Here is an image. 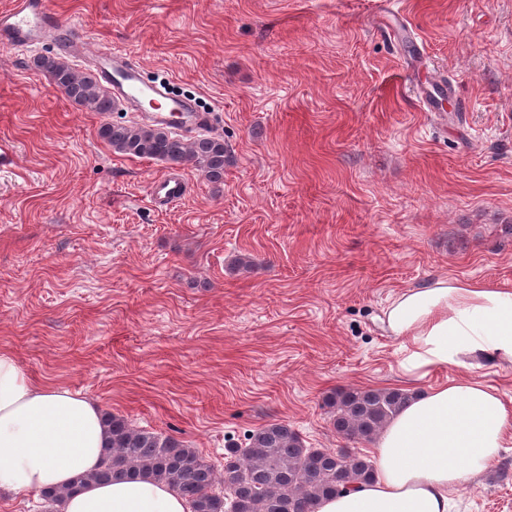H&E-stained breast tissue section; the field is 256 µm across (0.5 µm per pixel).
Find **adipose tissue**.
<instances>
[{"label":"adipose tissue","mask_w":512,"mask_h":512,"mask_svg":"<svg viewBox=\"0 0 512 512\" xmlns=\"http://www.w3.org/2000/svg\"><path fill=\"white\" fill-rule=\"evenodd\" d=\"M401 341L400 371L422 384L375 442V474L320 500L314 512H448V496L485 472L512 443V407L471 377L424 386L448 367L512 364V285L440 276L408 288L385 311ZM106 444L100 407L86 396L37 384L0 352V489L38 493L95 470ZM63 512H190L172 487L146 478L91 483Z\"/></svg>","instance_id":"1"}]
</instances>
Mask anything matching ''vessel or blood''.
<instances>
[{"label": "vessel or blood", "mask_w": 512, "mask_h": 512, "mask_svg": "<svg viewBox=\"0 0 512 512\" xmlns=\"http://www.w3.org/2000/svg\"><path fill=\"white\" fill-rule=\"evenodd\" d=\"M54 42L66 58H87L100 82L109 88L114 100L134 111L145 112L148 122L174 126L181 130L207 129L212 115L201 110L193 99L171 96L167 87L145 82L137 64L124 52L103 49L85 55L82 42L73 37L71 25L59 23L49 0H13L0 10V43L17 48H32ZM187 193L181 173L169 172L149 183L151 199L171 205Z\"/></svg>", "instance_id": "1"}]
</instances>
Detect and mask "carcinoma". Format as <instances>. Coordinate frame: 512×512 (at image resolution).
Wrapping results in <instances>:
<instances>
[{"label":"carcinoma","mask_w":512,"mask_h":512,"mask_svg":"<svg viewBox=\"0 0 512 512\" xmlns=\"http://www.w3.org/2000/svg\"><path fill=\"white\" fill-rule=\"evenodd\" d=\"M50 81L76 105L90 112H110L112 97L90 73L61 58L36 62ZM100 137L112 150L170 166L191 165L216 187L224 184L230 157L224 139L200 135L184 140L152 126L105 124ZM411 399L399 389L347 388L325 397L336 433L348 440H374ZM108 441L101 466L77 482H109L119 476H148L175 488L191 512H311L313 502L369 482L375 463L348 448H308L288 423H268L247 436L245 447L225 449V494L214 492L213 468L199 453L172 436L138 429L125 418L103 413ZM73 488L40 493L45 512H61Z\"/></svg>","instance_id":"carcinoma-1"}]
</instances>
